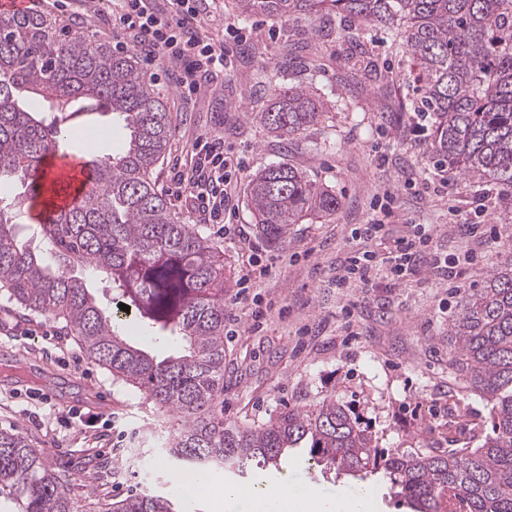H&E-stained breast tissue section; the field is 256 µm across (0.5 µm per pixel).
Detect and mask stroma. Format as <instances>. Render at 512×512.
Listing matches in <instances>:
<instances>
[{
  "mask_svg": "<svg viewBox=\"0 0 512 512\" xmlns=\"http://www.w3.org/2000/svg\"><path fill=\"white\" fill-rule=\"evenodd\" d=\"M233 4L211 0L208 6L213 18L203 32L224 46L232 66L197 96L182 97L174 64L139 61L174 120L158 168L160 189L168 188L175 162L188 160L202 133L223 135L225 149L244 162L229 229L221 234L216 225L202 227L224 253L225 420L261 425L331 397L369 428L377 448L470 445L471 424L490 430L493 406L450 368L448 322L464 293L482 287L496 264L512 256V209L502 208L495 195L480 196L474 178L449 177L439 194L425 188L435 174L430 140L414 129L409 59L387 31L332 13L243 20ZM38 9L56 18L58 29L78 27L91 38H108L110 0L86 12L79 0H71L64 14L51 0H41ZM231 24L240 28L241 41L229 38ZM350 35L366 46L389 82L375 81L348 61ZM274 84L300 86L319 97L325 122L290 140L269 132L258 110ZM87 130L97 131V145L107 152H119L127 139L111 115L94 112L71 120L67 154H78ZM275 162L303 168L335 190L341 206L330 219L291 225L285 242L273 248L255 232L246 188L255 172ZM386 189L395 194L388 238H352V228L371 219L375 197ZM464 222L486 225L485 236L459 237L457 226ZM416 224L432 226V247L440 253H475L463 278L448 282L424 263L396 283L383 278L366 288L337 287V271L351 253H386L391 238ZM245 245L274 266L243 288L239 256ZM259 302L267 312L257 326L252 312ZM63 330L53 317L23 313L0 298V430H17L61 467L76 512H106L109 503L169 488L172 474L160 448L172 415L113 380L74 337L57 342ZM47 380L58 396L46 404L34 386ZM145 459L152 464L148 475L140 468ZM286 477L297 498L315 493L329 512L338 498L362 490L370 512H405L379 473L353 478L300 461Z\"/></svg>",
  "mask_w": 512,
  "mask_h": 512,
  "instance_id": "1",
  "label": "stroma"
}]
</instances>
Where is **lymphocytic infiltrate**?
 I'll list each match as a JSON object with an SVG mask.
<instances>
[{
  "label": "lymphocytic infiltrate",
  "instance_id": "1",
  "mask_svg": "<svg viewBox=\"0 0 512 512\" xmlns=\"http://www.w3.org/2000/svg\"><path fill=\"white\" fill-rule=\"evenodd\" d=\"M200 0H167L163 9L152 0H116L110 28L123 42L146 58L164 57L179 68L178 85L183 94L199 91L203 82L218 78L226 59L223 47L199 32ZM243 165L224 150L221 137L202 134L193 144L189 163L172 170L171 193L183 198L188 213L201 224H220L235 214L230 187ZM433 243L431 225H414L412 232L393 239L384 254L364 251L346 258L338 287L368 284L378 275L401 280L413 274L421 254Z\"/></svg>",
  "mask_w": 512,
  "mask_h": 512
}]
</instances>
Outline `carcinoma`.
Instances as JSON below:
<instances>
[{
  "label": "carcinoma",
  "mask_w": 512,
  "mask_h": 512,
  "mask_svg": "<svg viewBox=\"0 0 512 512\" xmlns=\"http://www.w3.org/2000/svg\"><path fill=\"white\" fill-rule=\"evenodd\" d=\"M239 15L290 17L323 10L402 38L416 70L414 111L430 119L434 163L476 177L512 209V0H236ZM128 130L117 154L86 163L92 182L79 201L32 226L45 253L20 238L18 212L39 196L35 175L66 136L60 121L94 111ZM323 105L300 87L275 86L261 119L294 138L317 126ZM173 115L131 52L99 40H61L45 14L0 18V294L24 313L61 321L93 363L175 418L167 461L191 476L209 469L279 471L294 452L326 469L368 467L397 477L409 512H512V259L467 293L448 323L450 366L493 404L491 431L446 452H382L333 398L291 408L258 426L224 421V253L183 224L157 188ZM25 185V196L6 187ZM257 235L281 245L288 226L326 218L336 193L301 168L272 163L248 183ZM112 282L130 306L139 340L120 308L107 309L89 276ZM167 341L160 357L149 343ZM0 494L19 512H76L60 470L18 433L0 430ZM182 497L144 492L109 512H186Z\"/></svg>",
  "instance_id": "cac0c4a2"
}]
</instances>
